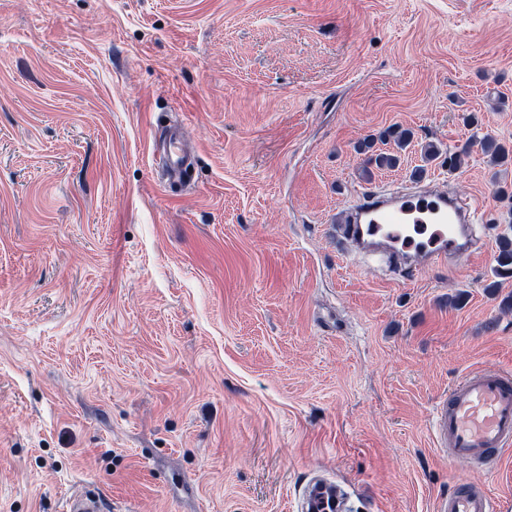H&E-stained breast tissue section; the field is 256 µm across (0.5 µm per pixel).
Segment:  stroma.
Returning <instances> with one entry per match:
<instances>
[{
  "instance_id": "35a3bbf8",
  "label": "stroma",
  "mask_w": 512,
  "mask_h": 512,
  "mask_svg": "<svg viewBox=\"0 0 512 512\" xmlns=\"http://www.w3.org/2000/svg\"><path fill=\"white\" fill-rule=\"evenodd\" d=\"M512 0H0V512H434L436 401L512 372ZM197 151L155 183L158 124ZM393 169L357 150L390 125ZM469 147L462 167L426 161ZM479 207L471 253L399 272L338 227L367 188ZM462 294L458 305L449 295ZM494 273L502 279L512 278V234L504 232L497 237ZM349 494L333 477L311 479L302 493L299 510L303 512H344ZM67 512H109L99 496L86 492L73 494L67 502Z\"/></svg>"
}]
</instances>
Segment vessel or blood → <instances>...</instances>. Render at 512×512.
I'll return each mask as SVG.
<instances>
[{"label": "vessel or blood", "mask_w": 512, "mask_h": 512, "mask_svg": "<svg viewBox=\"0 0 512 512\" xmlns=\"http://www.w3.org/2000/svg\"><path fill=\"white\" fill-rule=\"evenodd\" d=\"M447 213L451 222L433 246L416 245L420 265L464 251L460 226L468 222L466 211L449 206L446 194L435 192L393 199L385 191L368 194L359 205L350 236L362 247L388 250L408 209L424 202ZM432 432L438 448L449 458L481 467L498 464L512 453V374L477 368L465 372L433 409ZM349 494L334 478L311 479L302 493L300 512H345ZM503 501L494 499L485 486L470 482L455 486L438 501L436 512H504ZM67 512H107L102 499L87 493L73 494Z\"/></svg>", "instance_id": "obj_1"}]
</instances>
